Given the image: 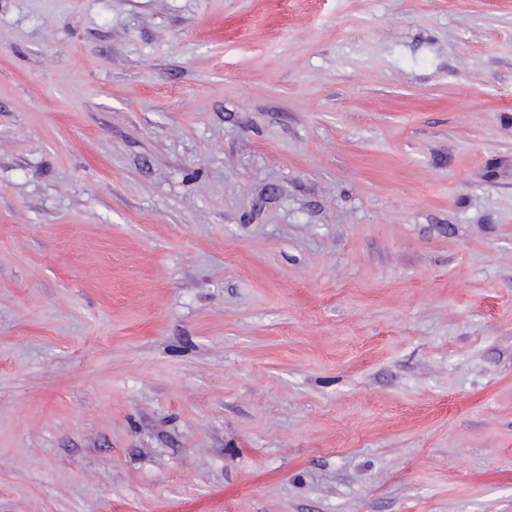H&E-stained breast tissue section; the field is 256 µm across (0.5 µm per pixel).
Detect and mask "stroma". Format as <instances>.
<instances>
[{
    "label": "stroma",
    "instance_id": "obj_1",
    "mask_svg": "<svg viewBox=\"0 0 512 512\" xmlns=\"http://www.w3.org/2000/svg\"><path fill=\"white\" fill-rule=\"evenodd\" d=\"M0 512H512V0H0Z\"/></svg>",
    "mask_w": 512,
    "mask_h": 512
}]
</instances>
